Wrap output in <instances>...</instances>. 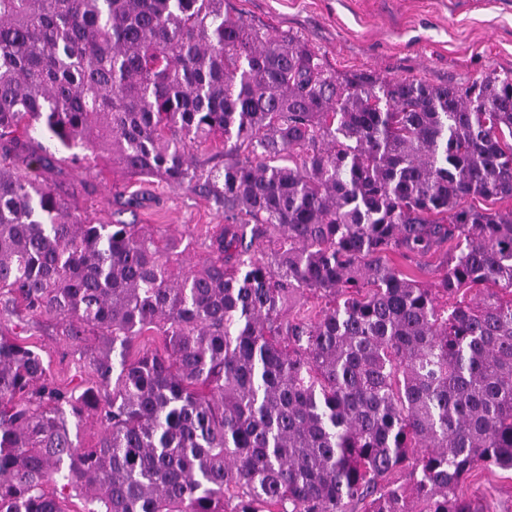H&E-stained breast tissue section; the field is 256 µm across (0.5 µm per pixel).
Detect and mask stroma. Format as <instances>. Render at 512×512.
I'll list each match as a JSON object with an SVG mask.
<instances>
[{"label":"stroma","mask_w":512,"mask_h":512,"mask_svg":"<svg viewBox=\"0 0 512 512\" xmlns=\"http://www.w3.org/2000/svg\"><path fill=\"white\" fill-rule=\"evenodd\" d=\"M224 9L274 34L304 39L343 75L467 86L490 72L512 71V0H224ZM30 150L50 157L51 166L20 162L17 172L46 183L82 220L121 221L173 236L194 263L209 256L224 211L198 190L129 175L102 154L73 160L45 136H35ZM133 195L141 206L128 205ZM4 325L42 349L55 385L67 390L84 379L97 339L71 341L55 320L25 312ZM461 491L492 512H512L511 471L476 470Z\"/></svg>","instance_id":"1"}]
</instances>
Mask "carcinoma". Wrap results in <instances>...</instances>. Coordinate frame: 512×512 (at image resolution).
<instances>
[{
    "mask_svg": "<svg viewBox=\"0 0 512 512\" xmlns=\"http://www.w3.org/2000/svg\"><path fill=\"white\" fill-rule=\"evenodd\" d=\"M37 126L231 223L176 270L178 240L0 166V316L118 350L62 391L0 332V512H66L67 489L86 512H488L458 488L512 471V208L471 200L512 201V71L340 75L224 0H0V157ZM212 136L206 172L188 147ZM446 242L435 292L392 263ZM306 294L318 314L291 315ZM190 153L194 162L205 168L224 166V145L219 140L196 142Z\"/></svg>",
    "mask_w": 512,
    "mask_h": 512,
    "instance_id": "obj_1",
    "label": "carcinoma"
}]
</instances>
